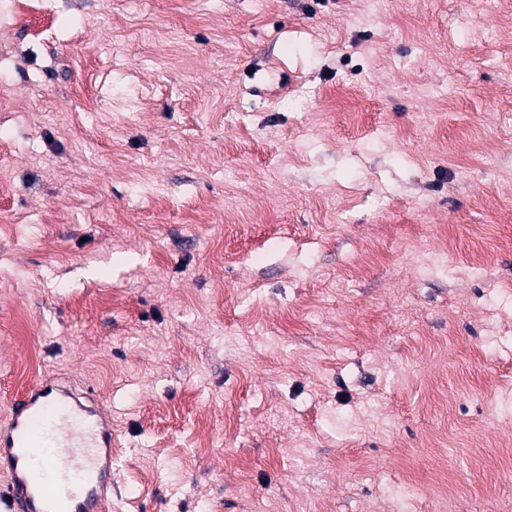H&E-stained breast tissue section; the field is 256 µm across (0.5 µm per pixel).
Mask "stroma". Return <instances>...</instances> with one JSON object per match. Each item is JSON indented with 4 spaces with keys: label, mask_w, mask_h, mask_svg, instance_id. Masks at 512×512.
I'll return each instance as SVG.
<instances>
[{
    "label": "stroma",
    "mask_w": 512,
    "mask_h": 512,
    "mask_svg": "<svg viewBox=\"0 0 512 512\" xmlns=\"http://www.w3.org/2000/svg\"><path fill=\"white\" fill-rule=\"evenodd\" d=\"M361 2L0 0V422L104 512H512V6ZM4 512H97L112 495V422L96 399L39 381L0 423Z\"/></svg>",
    "instance_id": "obj_1"
}]
</instances>
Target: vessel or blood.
<instances>
[{"instance_id": "b4317fda", "label": "vessel or blood", "mask_w": 512, "mask_h": 512, "mask_svg": "<svg viewBox=\"0 0 512 512\" xmlns=\"http://www.w3.org/2000/svg\"><path fill=\"white\" fill-rule=\"evenodd\" d=\"M0 512H98L112 492V422L96 399L39 381L0 422Z\"/></svg>"}]
</instances>
